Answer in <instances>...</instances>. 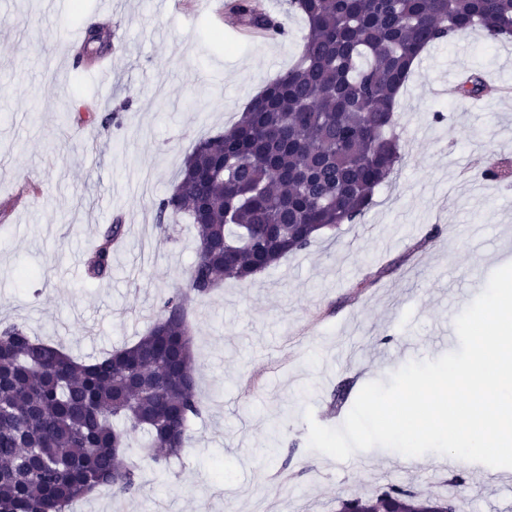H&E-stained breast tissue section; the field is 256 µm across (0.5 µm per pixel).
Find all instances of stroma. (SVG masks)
Returning a JSON list of instances; mask_svg holds the SVG:
<instances>
[{
    "label": "stroma",
    "mask_w": 512,
    "mask_h": 512,
    "mask_svg": "<svg viewBox=\"0 0 512 512\" xmlns=\"http://www.w3.org/2000/svg\"><path fill=\"white\" fill-rule=\"evenodd\" d=\"M79 2L0 0V325L91 361L136 342L181 288L195 233L183 214L157 225L156 205L189 147L295 64L306 22L272 0L285 33L254 41L225 21L224 0ZM93 24L110 39L106 83L64 41ZM510 50L477 29L428 48L397 103L404 162L361 221L190 301L203 413L181 459L145 467L123 512H336L338 497L390 481L452 490L439 454L374 447L339 461L309 448V424H343L348 408L329 407L340 381L357 393L447 354L456 317L512 263V179L483 175L489 160L512 161ZM475 69L510 94L444 95L449 72ZM118 217L128 234L112 272L89 279L84 256ZM460 470L459 512H512V481Z\"/></svg>",
    "instance_id": "obj_1"
}]
</instances>
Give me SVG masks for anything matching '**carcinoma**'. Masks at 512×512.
<instances>
[{"label": "carcinoma", "mask_w": 512, "mask_h": 512, "mask_svg": "<svg viewBox=\"0 0 512 512\" xmlns=\"http://www.w3.org/2000/svg\"><path fill=\"white\" fill-rule=\"evenodd\" d=\"M308 24L297 63L251 99L223 134L199 139L157 205V223L185 214L197 242L184 286L165 298L148 332L90 362L27 333L0 328V512H66L101 487L135 494L140 469L124 448L144 438L143 462L181 456L199 417L187 304L221 282H245L318 234L356 224L402 165L395 104L422 50L480 29L512 37V0H289ZM235 24L273 37L282 24L254 0L231 5ZM493 87L481 71L461 98ZM107 225L85 259L89 279L112 271ZM338 512H457L453 497L408 484L338 500Z\"/></svg>", "instance_id": "carcinoma-1"}]
</instances>
